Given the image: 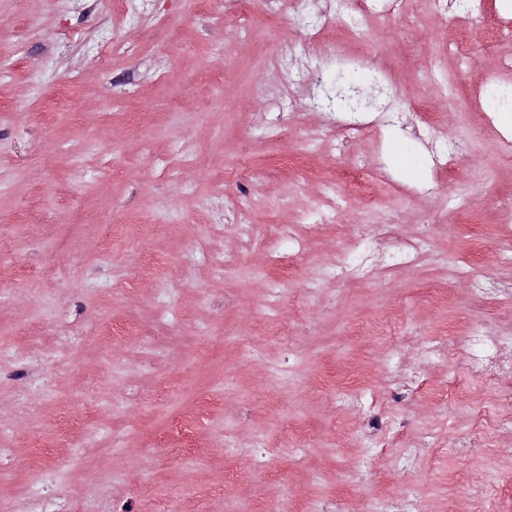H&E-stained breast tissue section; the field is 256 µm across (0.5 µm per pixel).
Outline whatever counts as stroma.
Segmentation results:
<instances>
[{"label": "stroma", "mask_w": 512, "mask_h": 512, "mask_svg": "<svg viewBox=\"0 0 512 512\" xmlns=\"http://www.w3.org/2000/svg\"><path fill=\"white\" fill-rule=\"evenodd\" d=\"M289 2L272 15L266 0H138L119 17L111 0H0V512H23L46 469L50 493L84 512H106L98 489L114 484L135 512L175 497L199 512H381L376 491L487 512L465 487L512 469L511 432L483 428L477 454L451 445L473 412L443 398L448 385L499 412L459 341L423 366L429 391L390 400L385 370L391 351L415 358L452 324L512 331L454 278L512 255V145L484 118L488 86L512 83V6L487 0L462 26L438 0L356 15L319 0L336 50L283 75L281 45L308 43L315 20ZM350 63L390 82L399 117L379 137L333 136L310 107L312 73L330 84ZM430 123L464 152L427 198L414 189L428 170L406 176L395 149ZM357 165L369 195L339 188ZM390 221L404 241L431 223L444 261L319 280L349 239ZM278 224L313 225L296 260ZM276 368L286 380L272 387ZM373 399L402 441L384 455L358 445ZM182 418L191 440L172 427ZM230 440L282 451L256 470Z\"/></svg>", "instance_id": "stroma-1"}]
</instances>
